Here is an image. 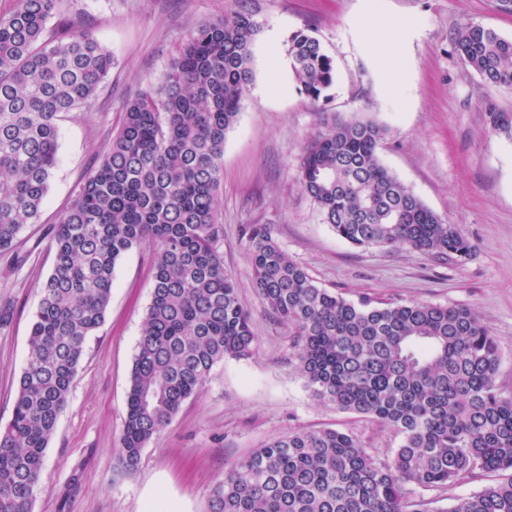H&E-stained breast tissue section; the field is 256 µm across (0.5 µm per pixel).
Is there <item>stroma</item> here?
I'll return each instance as SVG.
<instances>
[{"label": "stroma", "instance_id": "1", "mask_svg": "<svg viewBox=\"0 0 512 512\" xmlns=\"http://www.w3.org/2000/svg\"><path fill=\"white\" fill-rule=\"evenodd\" d=\"M244 6L259 30L254 81L224 139L221 249L257 349L217 364L144 448L137 470L124 473L116 448L153 285L149 251L127 252L46 451L32 512H143L155 497L174 512H205L225 470L297 429L349 431L373 454L393 455L401 438L392 428L312 397L287 326L270 318L254 292L241 233L247 224L275 225L288 256L320 287L347 298L470 307L499 344L497 383L512 394V140L493 133L487 118L492 105L512 112V85L485 83L453 45L465 23L512 38V12L496 0H68L71 23L95 26L115 64L89 104L61 117L57 167L38 222L18 245L26 263L11 270L14 255L0 251V302L15 307L0 330V428L11 418L40 288L53 268L49 228L107 149L127 99L158 86L197 26ZM393 17L404 26L392 36L384 23ZM363 18L375 20L373 31L360 27ZM299 30L317 38L336 67L334 84L315 103L290 71L288 40ZM334 114L386 128L383 164L457 225L472 246L468 260L440 263L403 246L363 249L336 237L298 180L308 139Z\"/></svg>", "mask_w": 512, "mask_h": 512}]
</instances>
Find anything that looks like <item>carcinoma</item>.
<instances>
[{
  "label": "carcinoma",
  "mask_w": 512,
  "mask_h": 512,
  "mask_svg": "<svg viewBox=\"0 0 512 512\" xmlns=\"http://www.w3.org/2000/svg\"><path fill=\"white\" fill-rule=\"evenodd\" d=\"M0 14V251L38 221L58 162V120L89 103L112 69L93 26L68 23L65 0H13ZM56 20L49 25L50 20ZM258 26L240 9L198 26L159 87L129 98L122 123L52 229L54 266L27 340L8 424L0 429V512H32L46 450L86 342L105 320L117 261L150 252L153 288L116 448L131 473L146 445L224 358L257 347L224 268L219 188L226 132L254 78ZM454 49L490 84H512V39L460 26ZM293 79L317 102L333 60L303 30L290 38ZM512 139V112L490 108ZM386 129L338 117L305 147L304 192L336 236L358 248L401 245L462 263L471 246L381 161ZM256 294L288 325L311 394L380 422L401 443L380 460L351 432L299 429L239 459L207 512H435L426 491L483 482L448 512H512V396L496 384L498 344L470 308L350 300L319 287L271 224L245 229Z\"/></svg>",
  "instance_id": "obj_1"
}]
</instances>
